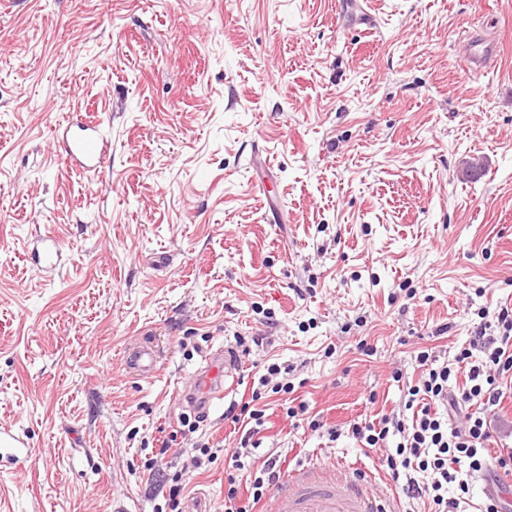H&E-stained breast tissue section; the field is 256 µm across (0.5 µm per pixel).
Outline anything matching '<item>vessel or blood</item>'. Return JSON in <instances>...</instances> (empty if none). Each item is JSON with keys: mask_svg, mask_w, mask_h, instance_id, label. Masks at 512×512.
Returning <instances> with one entry per match:
<instances>
[{"mask_svg": "<svg viewBox=\"0 0 512 512\" xmlns=\"http://www.w3.org/2000/svg\"><path fill=\"white\" fill-rule=\"evenodd\" d=\"M495 45L494 38L484 33L466 40L464 59L473 72H481L494 60ZM60 140L71 166L82 173H98L111 150L98 125L91 122H69ZM125 363L142 378H151L157 366L154 346L146 341L127 350ZM238 366L231 353L217 350L207 355L185 393L190 406L198 412H208L229 393V383L236 380ZM372 481L369 474L345 472L329 464L292 469L262 512H386L384 498Z\"/></svg>", "mask_w": 512, "mask_h": 512, "instance_id": "vessel-or-blood-1", "label": "vessel or blood"}]
</instances>
